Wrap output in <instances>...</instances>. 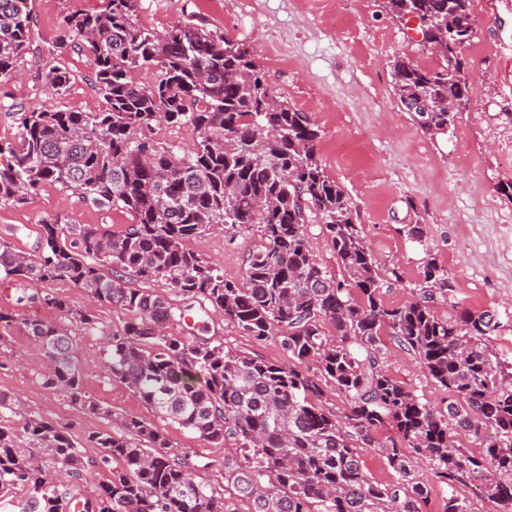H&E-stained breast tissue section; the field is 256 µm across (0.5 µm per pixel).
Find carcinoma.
Listing matches in <instances>:
<instances>
[{
    "mask_svg": "<svg viewBox=\"0 0 512 512\" xmlns=\"http://www.w3.org/2000/svg\"><path fill=\"white\" fill-rule=\"evenodd\" d=\"M100 2L64 19L58 48L93 57L90 81L105 109L16 110L19 138L0 140V206L24 205L54 185L93 208L119 207L132 223L115 233L49 217L34 258L0 239V280L66 278L125 310L130 320L107 349L111 376L162 418L239 448L224 459V483L249 512H421L430 489L417 479L419 457L432 462L439 482L474 483L496 512H512V362L489 352L497 316L464 307L433 259L407 302L386 305L380 263L350 199L323 171L318 125L271 98L248 49L201 19L156 35L139 24L137 0ZM31 4L0 0V89L28 53ZM386 8L400 22L418 20L421 43L440 47V66L400 59L392 78L403 107L414 98L428 104L410 113L420 129L446 135L469 101L461 50L474 35L472 0H387ZM141 72L152 74L150 85L140 83ZM45 79L58 94L70 83L59 67ZM162 124L192 131L193 146L181 153L157 138ZM308 224L321 225L341 278L315 259ZM219 229L230 242L258 238L240 281L224 279L189 247ZM136 282L161 283L180 303ZM32 299L66 314L69 324L0 311V345L11 330H23L53 363L43 384L111 420L81 385L78 336L96 328L93 311L47 292ZM440 305L453 314L441 315ZM210 312L258 342L276 337L288 360L316 365L349 401L344 420L322 407L319 385L296 366L196 335L192 323ZM384 334L449 393L446 409L388 374ZM2 413L16 421H0V490H25L19 512H236L223 490L194 480L196 464L172 451L164 432L143 421L127 418L119 433L94 434L103 454L86 460L65 428L21 411L4 393ZM384 428L393 434L380 441ZM462 429L482 439L483 455L456 446ZM372 447L396 481L368 479L361 451ZM91 468L108 476L88 497L81 482ZM51 471L58 477L47 478Z\"/></svg>",
    "mask_w": 512,
    "mask_h": 512,
    "instance_id": "1",
    "label": "carcinoma"
}]
</instances>
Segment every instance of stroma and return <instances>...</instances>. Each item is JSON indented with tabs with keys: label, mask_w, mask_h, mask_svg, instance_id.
<instances>
[{
	"label": "stroma",
	"mask_w": 512,
	"mask_h": 512,
	"mask_svg": "<svg viewBox=\"0 0 512 512\" xmlns=\"http://www.w3.org/2000/svg\"><path fill=\"white\" fill-rule=\"evenodd\" d=\"M99 0H33V43L20 62V79L6 89L9 101L26 111L47 108L98 112L104 101L90 85L91 59L82 53L51 55L62 19L99 7ZM475 34L462 49L466 59L470 102L459 112L447 135L430 137L411 119L392 87V67L406 58L424 68L438 66L436 55L422 46L412 24L397 21L385 0H138L139 23L162 34L189 14L206 20L245 44L261 67L269 87L295 108L310 113L321 129L318 155L325 175L351 199L356 222L381 266L397 268L401 279L387 283L380 297L397 307L423 277L426 261L436 260L448 273L455 293L471 311L497 312L502 326L489 341L497 359L512 362V200L500 188L512 184V0L473 4ZM73 75L65 95L45 81L55 63ZM67 224H97L117 232L131 217L119 208L97 210L80 194L57 186L43 187L30 203L0 207V239L17 249L36 251L43 218ZM425 227L422 241L407 225ZM254 235L228 241L216 232L194 240L191 247L225 279L241 280ZM40 291L63 299L71 308H93L94 332L81 336L78 357L83 389L114 418H135L165 430L174 452L200 461L198 482L221 483L224 447L160 417L127 385L113 379L105 353L113 332L128 321L125 310L93 303L73 283L57 279ZM211 336L226 348L269 362H286L277 340L262 343L242 335L223 320L207 323ZM387 370L423 399L446 408L448 394L390 336H383ZM18 358L0 363V392L24 409L65 427L82 441V452L98 458L89 442L109 423L86 413L63 389L45 387L46 357L22 331L11 339ZM419 479L431 488L423 512H443L448 496L468 497L473 512H494L477 498L474 488L440 484L429 459L416 463Z\"/></svg>",
	"instance_id": "stroma-1"
}]
</instances>
